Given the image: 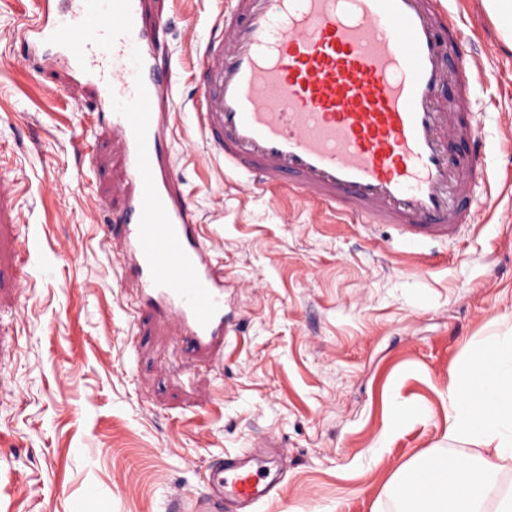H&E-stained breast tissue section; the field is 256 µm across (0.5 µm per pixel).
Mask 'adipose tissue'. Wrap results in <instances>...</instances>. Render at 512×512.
I'll return each mask as SVG.
<instances>
[{"mask_svg": "<svg viewBox=\"0 0 512 512\" xmlns=\"http://www.w3.org/2000/svg\"><path fill=\"white\" fill-rule=\"evenodd\" d=\"M445 440L467 454L431 451L396 478V512H512V328L486 337L459 363L448 385Z\"/></svg>", "mask_w": 512, "mask_h": 512, "instance_id": "ef3b65f1", "label": "adipose tissue"}]
</instances>
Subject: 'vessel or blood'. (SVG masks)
<instances>
[{
	"mask_svg": "<svg viewBox=\"0 0 512 512\" xmlns=\"http://www.w3.org/2000/svg\"><path fill=\"white\" fill-rule=\"evenodd\" d=\"M27 58L67 57L111 117L125 154L121 256L155 313L209 361L224 355V279L172 191L174 73L142 0H39ZM193 107L224 169L256 189L285 185L356 224H388L416 249L473 221L484 139L471 114L483 71L459 54L441 0H225ZM82 37L84 51L71 50ZM454 83L456 95L442 101ZM468 146L449 149V140ZM283 478L256 450L217 458L194 512H255Z\"/></svg>",
	"mask_w": 512,
	"mask_h": 512,
	"instance_id": "b4317fda",
	"label": "vessel or blood"
}]
</instances>
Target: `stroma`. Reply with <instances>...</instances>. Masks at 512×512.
Here are the masks:
<instances>
[{
	"label": "stroma",
	"instance_id": "stroma-1",
	"mask_svg": "<svg viewBox=\"0 0 512 512\" xmlns=\"http://www.w3.org/2000/svg\"><path fill=\"white\" fill-rule=\"evenodd\" d=\"M224 2L149 0L147 14L167 22L158 60L176 76L174 188L224 275L231 332L211 364L140 306L105 236L124 205L106 114L66 59L25 60L35 0H0V512H170L214 457L267 441L288 470L259 512H393V476L442 444L453 366L512 326V45L483 0H442L485 70L480 206L458 239L417 252L388 225L225 177L193 112Z\"/></svg>",
	"mask_w": 512,
	"mask_h": 512
}]
</instances>
